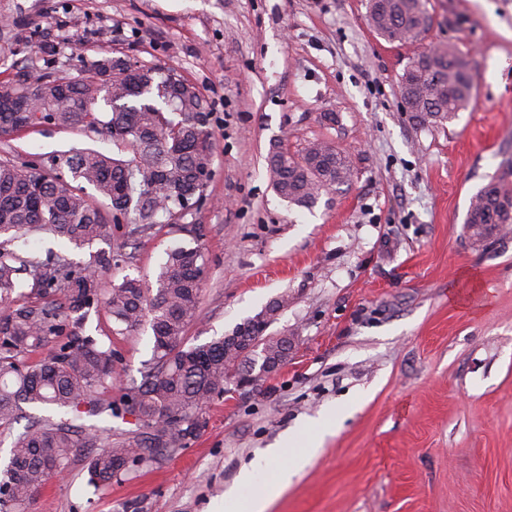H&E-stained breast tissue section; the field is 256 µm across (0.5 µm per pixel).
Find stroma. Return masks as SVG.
Instances as JSON below:
<instances>
[{
    "label": "stroma",
    "mask_w": 512,
    "mask_h": 512,
    "mask_svg": "<svg viewBox=\"0 0 512 512\" xmlns=\"http://www.w3.org/2000/svg\"><path fill=\"white\" fill-rule=\"evenodd\" d=\"M419 43L386 41L367 0H0V80L26 63L75 76L102 53L174 69L199 87L214 140L206 203L177 226L114 236L105 278L154 279L175 245L205 273L187 336H223L287 296L268 332L287 364L254 388L227 383L205 426L169 456L88 485V449L39 489L30 512H222L240 468L309 419L352 415L267 512H512V232L477 241L472 197L512 170V0H425ZM455 49L471 97L416 124L399 80L414 55ZM335 121H327L325 113ZM325 141L350 180L315 207L274 191L272 144ZM107 137L44 126L0 136L16 162ZM84 334L120 355L112 398L140 383L149 327L119 334L90 313Z\"/></svg>",
    "instance_id": "obj_1"
}]
</instances>
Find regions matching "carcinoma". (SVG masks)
Here are the masks:
<instances>
[{"label":"carcinoma","mask_w":512,"mask_h":512,"mask_svg":"<svg viewBox=\"0 0 512 512\" xmlns=\"http://www.w3.org/2000/svg\"><path fill=\"white\" fill-rule=\"evenodd\" d=\"M370 26L390 42L415 44L430 25L424 0H368ZM473 76L454 49L420 53L400 77L403 100L418 124L444 123L469 100ZM109 111L99 109V103ZM26 110L25 127L105 134L117 154L91 148L44 157L38 164L0 157V433L9 431L26 409L67 415L26 426L14 437L8 462L0 468V512H29L35 493L65 471L77 448L92 449L88 483L104 486L176 451L203 427V407L224 393L228 373L260 381L266 361L280 354L283 337L266 330L287 298L237 325L231 342L221 336L188 344L187 330L200 305L204 257L197 247L168 253L155 283L125 278L105 288L102 276L117 261L110 248L75 260L48 251H27L29 237L49 234L78 248L110 244L102 206L124 219L114 227L146 232L161 222L178 223L204 196L201 175L213 162L209 106L192 83L172 69L137 66L103 54L62 78L23 66L0 81V135L18 130L14 106ZM271 184L280 198L311 207L323 191L349 181L351 164L340 150L313 141L297 157L275 144L267 155ZM91 186L97 198L84 192ZM465 224L486 238L512 224V183L508 174L492 180L471 199ZM31 280L26 301L16 303L19 276ZM103 309L121 334L147 324L152 358L142 381L117 402L98 390L117 378L112 344L80 332L92 311ZM47 351L34 360L32 355ZM108 413L135 417L130 442L102 440L85 416Z\"/></svg>","instance_id":"1"}]
</instances>
